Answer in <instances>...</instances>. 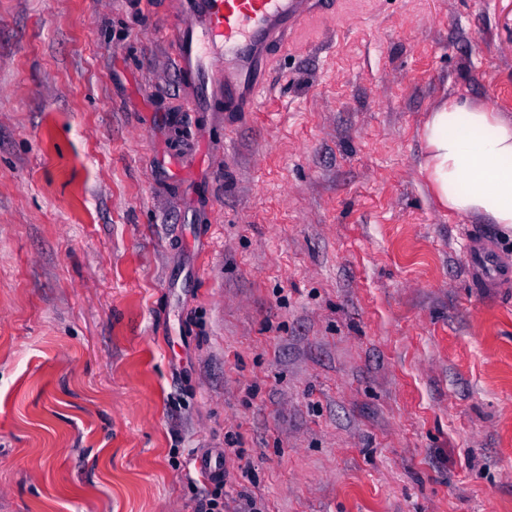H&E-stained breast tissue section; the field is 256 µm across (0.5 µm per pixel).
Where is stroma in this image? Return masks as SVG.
<instances>
[{
    "mask_svg": "<svg viewBox=\"0 0 512 512\" xmlns=\"http://www.w3.org/2000/svg\"><path fill=\"white\" fill-rule=\"evenodd\" d=\"M173 22L0 0V512H512V231L419 167L512 0H337L221 118ZM489 244L476 242L470 247L472 261V276L480 282L489 280V272L494 270V259L492 258Z\"/></svg>",
    "mask_w": 512,
    "mask_h": 512,
    "instance_id": "obj_1",
    "label": "stroma"
}]
</instances>
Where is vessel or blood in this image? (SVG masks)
Listing matches in <instances>:
<instances>
[{"label": "vessel or blood", "instance_id": "vessel-or-blood-1", "mask_svg": "<svg viewBox=\"0 0 512 512\" xmlns=\"http://www.w3.org/2000/svg\"><path fill=\"white\" fill-rule=\"evenodd\" d=\"M333 0H177L168 32L179 72L187 79L197 112H242L264 91L259 66L272 50L284 49L289 32L314 8ZM472 275L489 279V244L470 247Z\"/></svg>", "mask_w": 512, "mask_h": 512}]
</instances>
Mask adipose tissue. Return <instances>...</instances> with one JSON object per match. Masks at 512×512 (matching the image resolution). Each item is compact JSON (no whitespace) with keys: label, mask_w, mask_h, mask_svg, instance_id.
Instances as JSON below:
<instances>
[{"label":"adipose tissue","mask_w":512,"mask_h":512,"mask_svg":"<svg viewBox=\"0 0 512 512\" xmlns=\"http://www.w3.org/2000/svg\"><path fill=\"white\" fill-rule=\"evenodd\" d=\"M420 168L449 212L512 229V119L452 100L431 112Z\"/></svg>","instance_id":"obj_1"}]
</instances>
